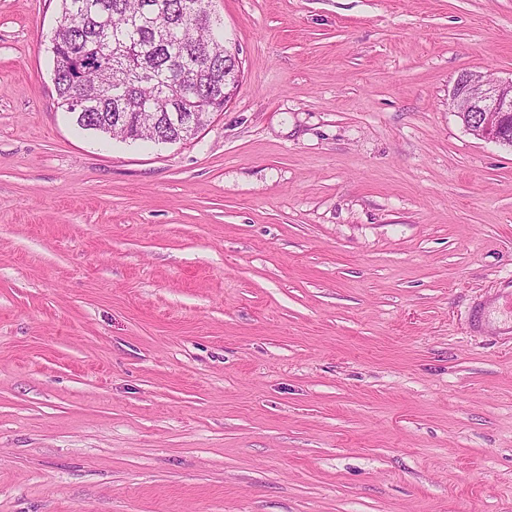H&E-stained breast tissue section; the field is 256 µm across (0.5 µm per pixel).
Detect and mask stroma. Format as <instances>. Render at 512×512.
I'll return each instance as SVG.
<instances>
[{"label":"stroma","instance_id":"1","mask_svg":"<svg viewBox=\"0 0 512 512\" xmlns=\"http://www.w3.org/2000/svg\"><path fill=\"white\" fill-rule=\"evenodd\" d=\"M194 138L58 103L0 0V512H512V0H213ZM450 96L469 131L512 146V79L491 82L480 72H464L456 78Z\"/></svg>","mask_w":512,"mask_h":512}]
</instances>
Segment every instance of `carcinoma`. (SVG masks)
<instances>
[{
	"mask_svg": "<svg viewBox=\"0 0 512 512\" xmlns=\"http://www.w3.org/2000/svg\"><path fill=\"white\" fill-rule=\"evenodd\" d=\"M212 0H61L54 33L55 89L76 125L111 138L154 139L139 126L143 104L161 114L160 142L187 139L164 122L174 112H221L240 78L239 61L224 46L206 49L193 20L223 27ZM85 107L74 110L75 92Z\"/></svg>",
	"mask_w": 512,
	"mask_h": 512,
	"instance_id": "cac0c4a2",
	"label": "carcinoma"
}]
</instances>
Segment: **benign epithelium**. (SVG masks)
<instances>
[{"instance_id":"benign-epithelium-1","label":"benign epithelium","mask_w":512,"mask_h":512,"mask_svg":"<svg viewBox=\"0 0 512 512\" xmlns=\"http://www.w3.org/2000/svg\"><path fill=\"white\" fill-rule=\"evenodd\" d=\"M450 96L469 131L512 146V79L491 82L480 72H464L456 78Z\"/></svg>"}]
</instances>
